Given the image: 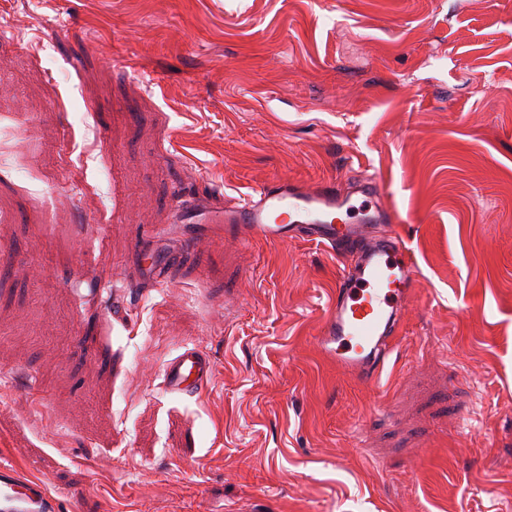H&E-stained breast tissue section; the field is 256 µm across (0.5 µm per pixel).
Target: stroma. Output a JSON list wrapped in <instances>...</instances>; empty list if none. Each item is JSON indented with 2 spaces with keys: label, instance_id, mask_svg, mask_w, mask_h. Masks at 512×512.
<instances>
[{
  "label": "stroma",
  "instance_id": "35a3bbf8",
  "mask_svg": "<svg viewBox=\"0 0 512 512\" xmlns=\"http://www.w3.org/2000/svg\"><path fill=\"white\" fill-rule=\"evenodd\" d=\"M0 462L63 512H512V0H0ZM374 176L417 286L377 384L342 258L179 223ZM195 347L200 392L166 364ZM211 360L196 348H187L165 367L163 387L169 393L195 394L207 385Z\"/></svg>",
  "mask_w": 512,
  "mask_h": 512
}]
</instances>
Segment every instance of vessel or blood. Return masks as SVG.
<instances>
[{"mask_svg":"<svg viewBox=\"0 0 512 512\" xmlns=\"http://www.w3.org/2000/svg\"><path fill=\"white\" fill-rule=\"evenodd\" d=\"M374 179L340 188L335 180L307 189L275 178L246 198L213 213L232 225L244 243L306 239L343 257L329 314L315 344L340 370L374 384L380 379L415 291V264L394 211L382 202ZM210 359L185 349L165 367V391L193 394L207 385ZM0 512H59L43 484L0 464Z\"/></svg>","mask_w":512,"mask_h":512,"instance_id":"obj_1","label":"vessel or blood"}]
</instances>
